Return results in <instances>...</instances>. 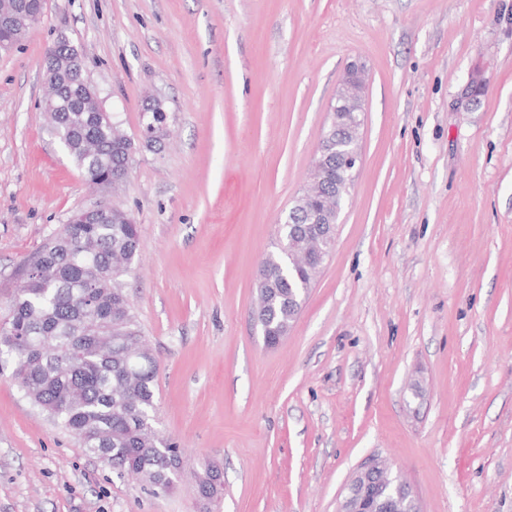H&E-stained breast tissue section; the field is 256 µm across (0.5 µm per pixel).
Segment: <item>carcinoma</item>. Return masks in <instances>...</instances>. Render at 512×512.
Listing matches in <instances>:
<instances>
[{
	"label": "carcinoma",
	"instance_id": "cac0c4a2",
	"mask_svg": "<svg viewBox=\"0 0 512 512\" xmlns=\"http://www.w3.org/2000/svg\"><path fill=\"white\" fill-rule=\"evenodd\" d=\"M79 53L59 34L45 53L47 79L61 59ZM142 112L164 134V102L154 96ZM50 128L92 183L107 166H132L128 138L96 123L91 112L57 108ZM139 237L138 225L117 207L110 221L63 225L34 257L13 296L11 319L0 330V366L13 365L18 387L88 455L166 492L182 477V454L151 429L158 361L135 366L129 359L131 351L147 345L120 280L137 256ZM310 258L279 250L265 260L260 277L276 289L266 309L271 343L294 322L297 288L313 283ZM290 265L303 277H289ZM210 471L209 464L195 478L200 495L214 500L223 482L202 480Z\"/></svg>",
	"mask_w": 512,
	"mask_h": 512
}]
</instances>
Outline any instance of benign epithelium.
<instances>
[{"label":"benign epithelium","mask_w":512,"mask_h":512,"mask_svg":"<svg viewBox=\"0 0 512 512\" xmlns=\"http://www.w3.org/2000/svg\"><path fill=\"white\" fill-rule=\"evenodd\" d=\"M40 15L33 8L6 4L0 9V25L12 34L27 38L34 31ZM76 84L78 94L71 98L74 105L80 106L84 99L95 102V120L108 127L114 118L105 111L95 89L88 80L82 78L79 60L72 59L60 63L59 79L47 84L44 101L52 103L55 88L69 82ZM366 87L365 70L362 66L351 63L345 68L343 77L331 103L329 124L332 128H355L363 125L364 90ZM360 137L356 136L351 143L345 144L341 138L331 140L327 136L320 140L312 162V180L318 185L323 181L324 169L331 157H336L338 169L342 175L328 188L330 197L336 199V207H341L353 186L356 172L361 163L359 145ZM111 210L106 201L76 212L69 220L71 224H99ZM337 224L319 192L310 197L297 199L292 213L286 215L277 226V247L286 248L285 242H294L300 237L316 238L321 245L315 248L316 262L311 269L315 275L322 268L336 242ZM393 478L390 466L377 459L364 465L352 477L350 484L356 485V492L343 497L338 512H396L399 498L393 496L388 481Z\"/></svg>","instance_id":"1"}]
</instances>
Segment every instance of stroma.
<instances>
[{
    "instance_id": "stroma-1",
    "label": "stroma",
    "mask_w": 512,
    "mask_h": 512,
    "mask_svg": "<svg viewBox=\"0 0 512 512\" xmlns=\"http://www.w3.org/2000/svg\"><path fill=\"white\" fill-rule=\"evenodd\" d=\"M86 57L131 139L87 183L49 131L44 57ZM367 73L362 161L287 335L255 325L259 271L308 183L345 66ZM106 200L140 227L122 277L159 361L167 492L87 455L0 368V512H337L387 459L423 512H512V0H46L0 52V324L30 257ZM220 465L224 494L194 474ZM82 54L81 51L71 43L69 38L60 33L56 40L48 46L45 53V68L47 80H51L55 74L56 67L63 58ZM143 114V122L140 130V143H144L147 145L155 144L157 141V131L160 134V141L163 139L164 134V125L166 121V112L164 108V102L156 96L152 95V98L149 102L144 103L142 107ZM147 113L152 117V121L148 118H145ZM155 124V126L153 125ZM158 141V144L160 143Z\"/></svg>"
}]
</instances>
